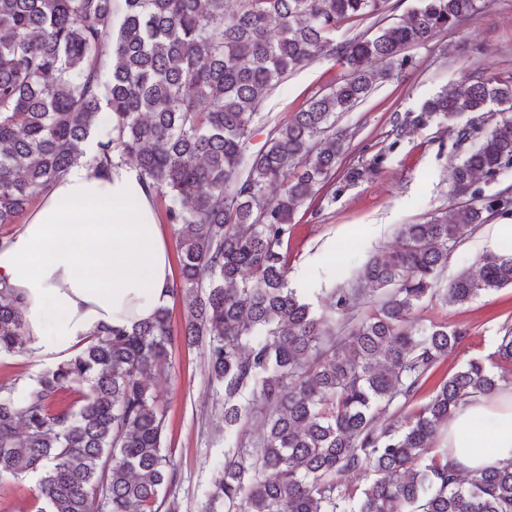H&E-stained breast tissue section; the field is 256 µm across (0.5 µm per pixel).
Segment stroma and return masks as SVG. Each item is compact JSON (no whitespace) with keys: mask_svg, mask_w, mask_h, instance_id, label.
<instances>
[{"mask_svg":"<svg viewBox=\"0 0 512 512\" xmlns=\"http://www.w3.org/2000/svg\"><path fill=\"white\" fill-rule=\"evenodd\" d=\"M410 54L406 70L375 85L364 102L337 120L351 137L338 170L369 163L384 149L389 152L387 161L358 182L337 181L335 193L320 195L294 221L288 239V284L308 303L318 304L328 289L351 281L373 251L396 246L401 225L420 223L449 209L452 167L464 156L452 148L454 123L435 122L395 143L389 136L392 120L443 88L467 83L473 75L512 69V0H483L461 29L439 33ZM342 74L341 65L323 55L290 76L257 115L252 150H260L272 137L276 121L301 109L310 95ZM491 230V224L480 225L449 251L444 279L475 265ZM413 316L423 326L434 323L469 331L467 340L441 360L424 383L418 394L424 403L470 359L496 351L504 326H512V287L483 293L463 305L427 300ZM171 363L170 376L153 379L152 385L164 401L165 442L179 466L175 492L180 512H199L210 490L213 466L223 462L236 434L258 437L260 420H242L235 433L225 432L214 409L202 347L176 344ZM54 364V359L28 353L1 356L0 383L15 384L18 393H25ZM36 495V478L2 479L0 512H36Z\"/></svg>","mask_w":512,"mask_h":512,"instance_id":"35a3bbf8","label":"stroma"}]
</instances>
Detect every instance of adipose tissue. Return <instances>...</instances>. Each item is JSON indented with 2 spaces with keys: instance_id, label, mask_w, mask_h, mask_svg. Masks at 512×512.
<instances>
[{
  "instance_id": "ef3b65f1",
  "label": "adipose tissue",
  "mask_w": 512,
  "mask_h": 512,
  "mask_svg": "<svg viewBox=\"0 0 512 512\" xmlns=\"http://www.w3.org/2000/svg\"><path fill=\"white\" fill-rule=\"evenodd\" d=\"M0 278L25 300L37 356L65 358L100 327L149 319L167 305L172 278L154 192L134 167L73 165L0 240ZM444 442L465 473L512 459V387L468 405Z\"/></svg>"
}]
</instances>
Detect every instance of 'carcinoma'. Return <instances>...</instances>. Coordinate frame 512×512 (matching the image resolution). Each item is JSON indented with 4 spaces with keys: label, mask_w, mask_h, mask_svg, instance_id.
I'll return each mask as SVG.
<instances>
[{
    "label": "carcinoma",
    "mask_w": 512,
    "mask_h": 512,
    "mask_svg": "<svg viewBox=\"0 0 512 512\" xmlns=\"http://www.w3.org/2000/svg\"><path fill=\"white\" fill-rule=\"evenodd\" d=\"M389 2L0 0V225L17 223L73 165L107 171L129 160L170 200L181 245L173 291L187 308L178 333L165 308L129 330H97L22 398L0 384V477L38 476L37 512H178L179 472L149 381L169 372L179 342L206 345L224 429L263 420L258 438L239 436L224 454L203 512H512V460L464 475L448 449L433 450L455 412L511 382L474 358L407 409L468 335L415 326L416 306L462 305L512 287V255L495 253L440 287L448 245L512 214V185L478 186L512 168V71L444 89L397 122L401 137L469 114L457 144L483 134L452 169L449 212L402 225L399 245L373 252L357 280L327 292L319 313L288 288L283 248L293 221L334 182L347 151L336 118L407 67L406 50L460 28L481 0H421L386 25ZM364 19L378 25L373 36L336 41L345 23ZM322 53L343 76L249 153L266 98ZM370 59L382 68H365ZM494 109L502 118L485 131L478 114ZM92 138L98 152L89 158ZM387 158L378 152L346 181ZM365 284L383 298L347 333L336 330ZM23 306L1 280L0 355L28 350ZM495 357L512 364L511 329ZM73 387L79 405L54 407ZM348 472L368 482L349 486Z\"/></svg>",
    "instance_id": "1"
}]
</instances>
